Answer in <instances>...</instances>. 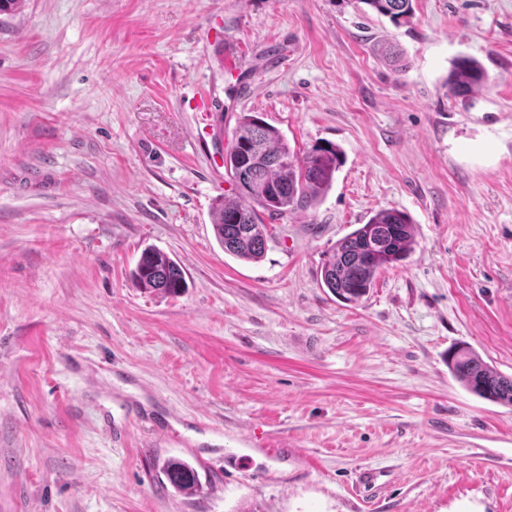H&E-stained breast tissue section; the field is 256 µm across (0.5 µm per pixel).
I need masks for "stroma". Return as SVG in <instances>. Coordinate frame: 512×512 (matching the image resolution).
Instances as JSON below:
<instances>
[{"instance_id":"obj_1","label":"stroma","mask_w":512,"mask_h":512,"mask_svg":"<svg viewBox=\"0 0 512 512\" xmlns=\"http://www.w3.org/2000/svg\"><path fill=\"white\" fill-rule=\"evenodd\" d=\"M461 56L489 78L466 99ZM244 114L345 157L257 262L211 224ZM381 209L415 250L343 302L321 267ZM149 247L183 293L133 284ZM455 345L512 377V0H415L401 26L361 0L0 14V512H512V407L455 380ZM249 432L287 457L239 469ZM487 83L481 65L472 58H459L448 75L447 85L455 96L466 97ZM160 471L174 491L181 495H195L201 488L196 469L186 460L166 458Z\"/></svg>"}]
</instances>
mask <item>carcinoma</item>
I'll return each instance as SVG.
<instances>
[{
  "mask_svg": "<svg viewBox=\"0 0 512 512\" xmlns=\"http://www.w3.org/2000/svg\"><path fill=\"white\" fill-rule=\"evenodd\" d=\"M395 25L409 22L413 0H360ZM487 83L481 65L459 58L447 85L466 97ZM343 163L339 146L314 145L301 156L288 146L277 128L249 115L241 116L224 167L235 191L215 201L212 224L224 252L240 260L257 261L268 242L263 216L282 215L315 206L332 187ZM417 244L408 215L382 209L336 241L321 269V284L346 302H358L374 287L380 271L406 260ZM132 277L140 288L173 296L187 286L182 266L157 249L142 252ZM450 373L476 395L512 406V378L493 370L469 347L448 352ZM160 471L175 492L191 496L200 490L197 471L186 460L169 457Z\"/></svg>",
  "mask_w": 512,
  "mask_h": 512,
  "instance_id": "obj_1",
  "label": "carcinoma"
}]
</instances>
